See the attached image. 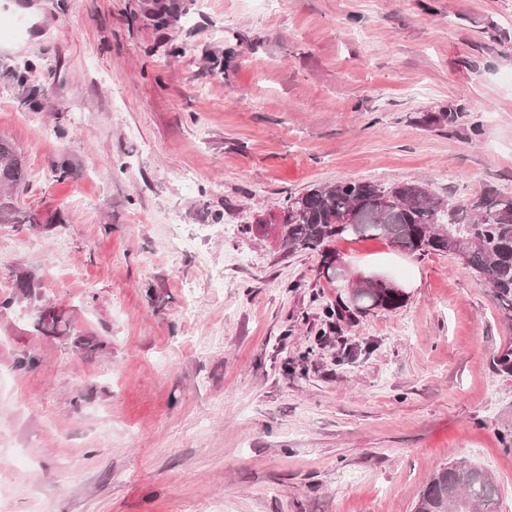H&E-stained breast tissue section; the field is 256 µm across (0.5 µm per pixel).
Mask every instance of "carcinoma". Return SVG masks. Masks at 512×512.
<instances>
[{
	"label": "carcinoma",
	"mask_w": 512,
	"mask_h": 512,
	"mask_svg": "<svg viewBox=\"0 0 512 512\" xmlns=\"http://www.w3.org/2000/svg\"><path fill=\"white\" fill-rule=\"evenodd\" d=\"M24 180L23 163L14 147L0 138V224L29 222L10 190ZM443 199L425 184L359 182L352 179L331 186H315L289 195L281 215L280 247L285 252L317 251L324 270L334 269L333 241L383 238L408 252L438 253L455 257L464 270L480 277L505 315H512V198L484 193L472 200H457L443 215ZM354 214L353 229L340 222ZM11 300L31 298L40 285L30 270L14 275ZM405 295L383 282L357 289L351 304L360 311L392 310ZM40 332L62 335L70 331L66 314L46 308L36 316ZM499 487L479 465L460 459L438 468L423 489L415 512H497Z\"/></svg>",
	"instance_id": "obj_1"
}]
</instances>
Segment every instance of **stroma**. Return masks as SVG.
Listing matches in <instances>:
<instances>
[{"label": "stroma", "instance_id": "obj_1", "mask_svg": "<svg viewBox=\"0 0 512 512\" xmlns=\"http://www.w3.org/2000/svg\"><path fill=\"white\" fill-rule=\"evenodd\" d=\"M12 16L0 137L31 221L0 224V512H414L462 458L512 512V318L488 288L340 240L406 294L360 313L259 228L343 179L511 197L512 0H0ZM19 268L70 335L10 302ZM35 327L37 331L62 335L70 332V323L66 314L56 309L46 308L38 311Z\"/></svg>", "mask_w": 512, "mask_h": 512}]
</instances>
